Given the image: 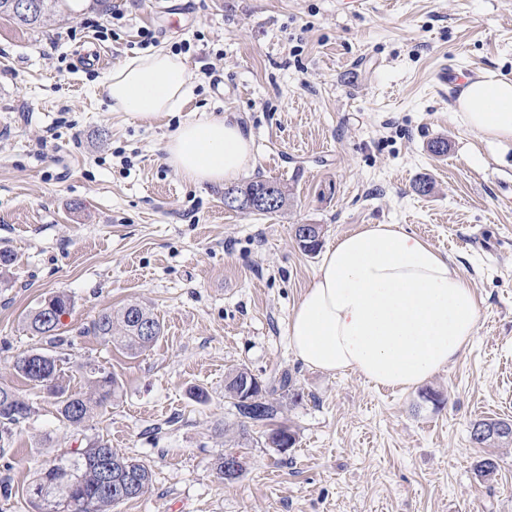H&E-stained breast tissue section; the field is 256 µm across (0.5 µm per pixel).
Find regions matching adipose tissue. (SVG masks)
<instances>
[{"label":"adipose tissue","instance_id":"ef3b65f1","mask_svg":"<svg viewBox=\"0 0 512 512\" xmlns=\"http://www.w3.org/2000/svg\"><path fill=\"white\" fill-rule=\"evenodd\" d=\"M193 92L180 58L159 48L113 68L94 93L143 119L182 111ZM462 129L512 142V80L468 81L455 106ZM166 161L193 185L229 183L253 168V140L224 116L184 120ZM480 319L469 281L447 255L398 224H367L328 247L295 307L288 336L297 360L379 387H416L472 345Z\"/></svg>","mask_w":512,"mask_h":512}]
</instances>
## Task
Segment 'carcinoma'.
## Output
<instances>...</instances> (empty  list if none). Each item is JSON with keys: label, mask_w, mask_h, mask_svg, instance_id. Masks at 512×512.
Returning a JSON list of instances; mask_svg holds the SVG:
<instances>
[{"label": "carcinoma", "mask_w": 512, "mask_h": 512, "mask_svg": "<svg viewBox=\"0 0 512 512\" xmlns=\"http://www.w3.org/2000/svg\"><path fill=\"white\" fill-rule=\"evenodd\" d=\"M33 9L23 18H16L12 12L13 0H0V14L18 19L22 25L37 26L49 15L59 13L65 7L66 0H31ZM278 186L281 206L288 204V193L283 186L269 180H257L243 186L228 188L226 195L245 197L268 185ZM71 307V299L64 293H57L25 317L28 330L38 336L56 340V331L61 325L62 316ZM140 309L151 319L156 328L155 336L147 342L141 341L136 332L135 321L131 319L133 311ZM94 335L107 341H116L132 355L146 351L158 340L161 324L150 309L134 303L118 310L102 312L92 324ZM43 366L40 373H33L34 359L25 353L14 362L16 373L35 388L57 398L58 413L62 420L72 426H80L94 417V411L105 407L115 397L119 388L118 380L112 372L93 361L85 365V385L87 392L70 393L61 359L48 353H40ZM282 393L294 401L302 399L295 388L291 375L284 371L269 383L254 382L253 393L264 405L265 420L271 421L278 414V407L269 397ZM32 404L16 389L0 386V447L8 448L12 443L14 430L29 418ZM472 441L477 445L493 447L512 445V419H482L476 422L471 431ZM119 461L127 471L139 476L138 484L123 494L116 491L101 490V461ZM151 483V471L142 462L120 455L111 444L96 438L83 448H75L55 458L42 469L29 488H38L36 495L28 494L33 512H44V505L52 504L64 498H71L77 504L78 512H112V507L144 494Z\"/></svg>", "instance_id": "1"}]
</instances>
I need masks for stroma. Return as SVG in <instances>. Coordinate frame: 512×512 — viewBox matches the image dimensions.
Listing matches in <instances>:
<instances>
[{
    "label": "stroma",
    "instance_id": "1",
    "mask_svg": "<svg viewBox=\"0 0 512 512\" xmlns=\"http://www.w3.org/2000/svg\"><path fill=\"white\" fill-rule=\"evenodd\" d=\"M116 13L118 39L98 40ZM144 28L167 50L191 45L194 95L160 119L91 93L137 56ZM94 50L109 65L79 63ZM485 73L512 79V0H90L38 28L0 16V249L14 255L0 271V385L34 407L0 452V512H32L42 466L96 437L152 471L114 512H512V448L487 483L476 465L489 451L471 439L477 420L512 419V145L454 114L462 80ZM211 114L252 133L247 178L285 184L288 207L226 209L223 185L187 184L166 162L179 123ZM298 224L319 225L325 247L399 224L448 255L480 309L471 348L405 391L304 367L288 322L320 256L299 248ZM58 292L74 302L55 350L71 391L89 360L120 385L77 428L13 370L50 349L24 318ZM131 302L163 325L134 357L87 332ZM236 368L295 380L301 401L273 397L296 437L287 452L267 424L241 422L225 390ZM229 453L245 468L228 483L216 463Z\"/></svg>",
    "mask_w": 512,
    "mask_h": 512
}]
</instances>
